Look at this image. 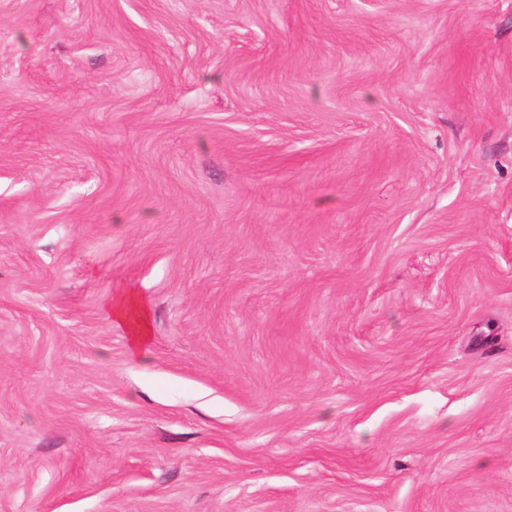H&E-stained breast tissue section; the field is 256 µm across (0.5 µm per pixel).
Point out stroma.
Returning <instances> with one entry per match:
<instances>
[{"instance_id":"35a3bbf8","label":"stroma","mask_w":512,"mask_h":512,"mask_svg":"<svg viewBox=\"0 0 512 512\" xmlns=\"http://www.w3.org/2000/svg\"><path fill=\"white\" fill-rule=\"evenodd\" d=\"M0 512H512V0H0ZM132 308L137 309L138 320L129 325V312ZM108 314L117 327H128L130 349L133 354L145 348L150 334L149 308L134 289L127 288L114 296L108 307Z\"/></svg>"}]
</instances>
